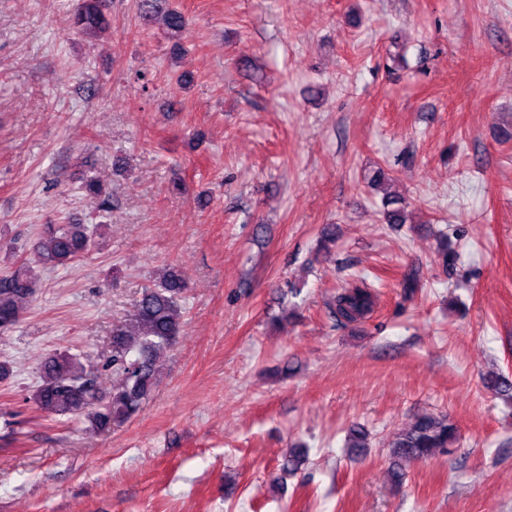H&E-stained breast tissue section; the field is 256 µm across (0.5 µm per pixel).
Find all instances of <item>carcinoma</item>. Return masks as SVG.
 Returning a JSON list of instances; mask_svg holds the SVG:
<instances>
[{
    "label": "carcinoma",
    "mask_w": 512,
    "mask_h": 512,
    "mask_svg": "<svg viewBox=\"0 0 512 512\" xmlns=\"http://www.w3.org/2000/svg\"><path fill=\"white\" fill-rule=\"evenodd\" d=\"M140 12L147 17L163 16L166 28L184 33L188 17L179 9L168 8L162 0H140ZM106 16L103 0H75L70 15L73 31L91 35L103 28ZM388 224H405L408 205L398 194L382 199ZM93 231L84 224H48L32 244L33 259L15 270L0 275V332H5L24 319L39 288L35 264L65 266L87 252ZM186 281L175 266L165 269L159 280L144 288L132 312L112 325L110 355L95 364H85L71 354H56L40 366V384L32 402L45 418H84L92 429L109 431L137 415L159 384L157 357L175 344L183 328V303ZM374 303L366 286L353 285L336 297L332 314L338 322H353L365 316ZM112 374V386L101 387V377ZM486 387L506 398H512V379L490 373L484 377ZM36 418L18 413L4 421L7 435L0 437V452L11 451V445L24 434ZM345 445L349 454L359 456L370 447V433L363 426L346 431ZM459 445L457 426L441 414H421L394 432L388 444L393 460L391 481L398 486L405 472L402 465L427 459L436 454L452 453ZM306 452L294 448L282 464V471L293 474L306 464Z\"/></svg>",
    "instance_id": "cac0c4a2"
}]
</instances>
